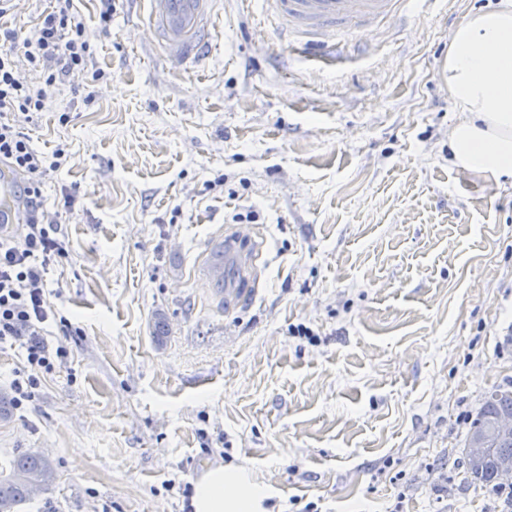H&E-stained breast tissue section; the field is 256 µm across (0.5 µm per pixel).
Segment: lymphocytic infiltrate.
<instances>
[{
	"mask_svg": "<svg viewBox=\"0 0 512 512\" xmlns=\"http://www.w3.org/2000/svg\"><path fill=\"white\" fill-rule=\"evenodd\" d=\"M92 58L76 0H49L33 35L23 40L0 25V164L22 177L19 196L25 211L20 235L0 239V343L24 350L31 369L26 380L12 383L18 407L31 398L40 373L54 371L61 354L47 337L55 313L47 298L45 270L69 253L57 223L40 204L43 175L60 168L67 155L61 149L49 157L38 153L14 117L40 111L47 92L65 84L73 72L102 80L104 73L94 68ZM25 68L39 73V85L22 77Z\"/></svg>",
	"mask_w": 512,
	"mask_h": 512,
	"instance_id": "obj_1",
	"label": "lymphocytic infiltrate"
}]
</instances>
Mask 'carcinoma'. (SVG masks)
I'll list each match as a JSON object with an SVG mask.
<instances>
[{
    "instance_id": "carcinoma-1",
    "label": "carcinoma",
    "mask_w": 512,
    "mask_h": 512,
    "mask_svg": "<svg viewBox=\"0 0 512 512\" xmlns=\"http://www.w3.org/2000/svg\"><path fill=\"white\" fill-rule=\"evenodd\" d=\"M504 414H512V390L497 387L485 396L483 408L474 422L470 434L474 435ZM512 457V437L495 441L491 452L479 470L475 469L468 457H463L466 478L472 484L504 487L512 493V485L498 482L495 476L496 462L501 457ZM54 472L52 460L42 451L28 450L10 462L9 472L0 475V512H18L21 505L29 501L34 485L47 474Z\"/></svg>"
}]
</instances>
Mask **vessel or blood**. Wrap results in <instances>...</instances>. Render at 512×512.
I'll return each instance as SVG.
<instances>
[{
  "label": "vessel or blood",
  "instance_id": "vessel-or-blood-1",
  "mask_svg": "<svg viewBox=\"0 0 512 512\" xmlns=\"http://www.w3.org/2000/svg\"><path fill=\"white\" fill-rule=\"evenodd\" d=\"M148 24L167 61L181 69L196 66L211 39L213 0H146ZM398 0H259L265 15L275 19L271 36L287 40L295 50H315L335 58L339 36L354 26L392 15ZM15 179L0 168V223H18ZM224 281V302L234 305L250 291L251 257L238 230L224 236V263L208 267Z\"/></svg>",
  "mask_w": 512,
  "mask_h": 512
}]
</instances>
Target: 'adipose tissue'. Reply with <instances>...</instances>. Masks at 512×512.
Returning <instances> with one entry per match:
<instances>
[{
  "label": "adipose tissue",
  "instance_id": "adipose-tissue-1",
  "mask_svg": "<svg viewBox=\"0 0 512 512\" xmlns=\"http://www.w3.org/2000/svg\"><path fill=\"white\" fill-rule=\"evenodd\" d=\"M441 76L460 117L448 134L450 162L464 175L512 178V0L477 9L457 25ZM269 486L243 468L200 472L191 512H269Z\"/></svg>",
  "mask_w": 512,
  "mask_h": 512
}]
</instances>
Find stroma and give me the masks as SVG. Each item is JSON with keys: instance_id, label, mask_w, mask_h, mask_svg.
I'll use <instances>...</instances> for the list:
<instances>
[{"instance_id": "obj_1", "label": "stroma", "mask_w": 512, "mask_h": 512, "mask_svg": "<svg viewBox=\"0 0 512 512\" xmlns=\"http://www.w3.org/2000/svg\"><path fill=\"white\" fill-rule=\"evenodd\" d=\"M495 2L411 4L316 60L250 0H216L205 59L175 71L144 0L105 34L82 0L107 78L72 76L21 123L69 156L41 183L69 252L46 274L65 358L0 421V468L29 448L55 464L22 512H189L217 463L270 485L271 512L512 507L461 467L486 393L512 384V183L450 164L439 75ZM235 224L260 258L230 309L205 262Z\"/></svg>"}]
</instances>
